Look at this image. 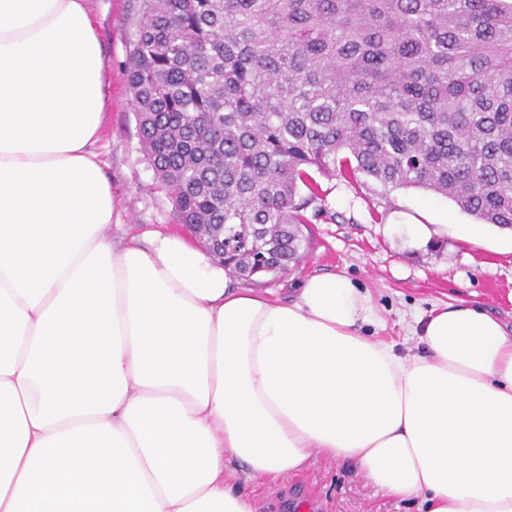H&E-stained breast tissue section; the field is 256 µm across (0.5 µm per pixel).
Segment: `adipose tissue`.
<instances>
[{
    "instance_id": "obj_1",
    "label": "adipose tissue",
    "mask_w": 512,
    "mask_h": 512,
    "mask_svg": "<svg viewBox=\"0 0 512 512\" xmlns=\"http://www.w3.org/2000/svg\"><path fill=\"white\" fill-rule=\"evenodd\" d=\"M105 73L89 0H0V512H257L240 478L316 457L512 512L503 324L434 307L404 355L345 273L282 302L186 235L115 243Z\"/></svg>"
}]
</instances>
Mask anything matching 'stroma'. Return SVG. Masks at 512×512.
Segmentation results:
<instances>
[{
  "instance_id": "1",
  "label": "stroma",
  "mask_w": 512,
  "mask_h": 512,
  "mask_svg": "<svg viewBox=\"0 0 512 512\" xmlns=\"http://www.w3.org/2000/svg\"><path fill=\"white\" fill-rule=\"evenodd\" d=\"M139 0H91L92 15L106 62L108 125L92 146L112 185L118 225L108 235L137 237L175 228L171 200L156 184L141 150L125 62ZM333 219L308 226L306 258L292 271L258 279L254 288L278 300L294 299L314 274L343 271L368 288L386 321L381 338L408 352L416 342L409 328L417 313L450 302L475 301L512 328V233L493 225L480 239L448 232L451 224H475L474 216L447 198L410 187L386 197L320 178ZM424 224L434 235L419 243L411 227ZM255 496L258 512H292L293 499L313 494L317 512H417L411 500L384 495L350 466L320 459L303 473L277 483L241 480Z\"/></svg>"
}]
</instances>
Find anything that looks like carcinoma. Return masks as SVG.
<instances>
[{
	"instance_id": "obj_1",
	"label": "carcinoma",
	"mask_w": 512,
	"mask_h": 512,
	"mask_svg": "<svg viewBox=\"0 0 512 512\" xmlns=\"http://www.w3.org/2000/svg\"><path fill=\"white\" fill-rule=\"evenodd\" d=\"M131 45L145 160L245 281L301 262L316 173L512 227V0H141Z\"/></svg>"
}]
</instances>
